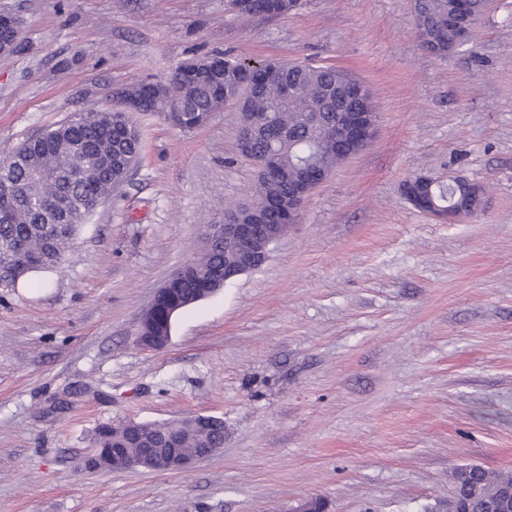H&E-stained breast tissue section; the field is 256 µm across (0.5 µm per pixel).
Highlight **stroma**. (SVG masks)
<instances>
[{"label":"stroma","instance_id":"1","mask_svg":"<svg viewBox=\"0 0 512 512\" xmlns=\"http://www.w3.org/2000/svg\"><path fill=\"white\" fill-rule=\"evenodd\" d=\"M0 152L183 62L334 65L378 113L363 151L307 198L259 268L143 349L152 296L246 198L228 103L182 131L138 112L143 151L58 266L0 281V512H448L451 474L512 471V0L469 40L420 46L411 0H300L267 19L226 0H0ZM417 175L461 176L480 209L414 208ZM224 421L181 473L87 464L104 422Z\"/></svg>","mask_w":512,"mask_h":512}]
</instances>
